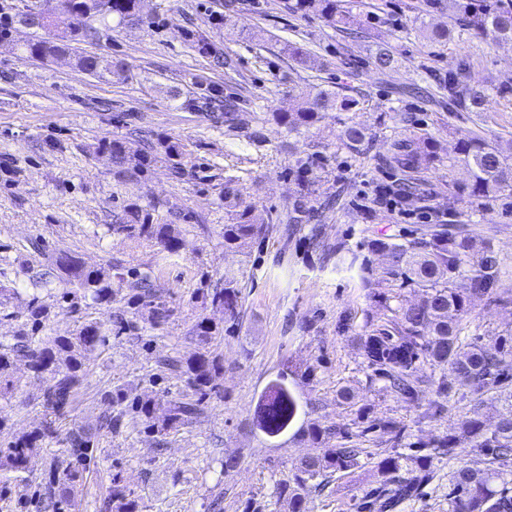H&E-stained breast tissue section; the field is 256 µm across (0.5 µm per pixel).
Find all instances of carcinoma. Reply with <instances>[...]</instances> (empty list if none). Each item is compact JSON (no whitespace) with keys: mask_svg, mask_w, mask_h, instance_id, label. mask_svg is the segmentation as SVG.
Here are the masks:
<instances>
[{"mask_svg":"<svg viewBox=\"0 0 512 512\" xmlns=\"http://www.w3.org/2000/svg\"><path fill=\"white\" fill-rule=\"evenodd\" d=\"M141 0H21L15 16L23 24L37 30L54 29L51 37L35 36L24 45L26 57L52 60L72 56L76 65L97 76L112 73L118 63L103 54L79 55L76 45L87 40H99L112 26H144L147 18L141 14ZM438 0H422L416 6V21L426 34L431 46L448 42L451 29L428 25L426 18L437 7ZM453 27L469 30L492 41L512 42V0H450ZM289 10L304 14L311 10L343 29L353 23L352 7H344L337 0H295ZM397 62L394 54L379 47L371 56V64L385 71ZM440 90L448 96V103L459 112H473L476 116L486 111L490 96L512 94V79L499 81L491 88L469 84L462 70L450 71ZM297 109L293 112H275L273 117L288 136L304 137L310 129L340 112L341 128L334 147L351 157L365 154L371 141L368 129L355 119L359 101L332 89H321L315 94L299 91ZM103 149L112 153V160L122 170L126 150L118 140L106 141ZM320 157L315 151L306 159L297 161L288 174L295 177L302 189L315 182L314 161ZM391 163L397 168L420 173L448 165L461 167L468 180L455 185L456 194H448V202L455 195H465L476 204L496 200L505 192H512V153L498 141L486 135L470 133L456 143L455 151L443 158L437 151L434 137L426 130L399 140L393 145ZM235 199L233 208L224 215V250L240 251L264 231V225L254 219L252 204L238 199L234 180L224 182V199ZM132 219L128 224H112L110 229L130 235L157 240L168 252L178 251V242L168 234L167 227L153 223L152 214L138 207H130ZM370 251L386 259L383 276L374 281L367 261H362V280L379 302L392 313L388 324L364 337L362 349L384 387L407 400H414L421 392V380L414 376L415 363L423 358L445 368L449 377L441 379L436 394H448L456 387L483 396L486 393H504L512 374L502 368L504 359L512 356V336L502 337L492 345L474 338L461 339V324L470 311L471 299L485 296L495 288L500 274L499 263L490 243H484L482 256L474 257L473 238L463 233H451L444 228H429L412 238H382L368 244ZM59 268L73 281L75 291L66 299L70 308L80 310L77 297L91 299L96 304L110 301L112 277L98 269H89L67 252L57 259ZM420 295L417 302H409L403 291ZM211 304L222 308L224 322L236 324L241 313L239 280L224 276V287L206 293ZM219 333L217 325L204 318L196 325L195 339L201 351L185 362L168 363L171 370L186 377L194 398L178 399L160 408L150 400H139L135 410L148 423V429L163 437L177 427L190 422L199 414L200 405L219 393L218 380L223 366L220 359L206 350ZM105 342L100 326L89 323L73 336L40 337L22 334L0 341V397L12 387L9 370L19 358L25 359L29 372L35 377L50 375L42 396V406L53 418L39 428L0 448V470L10 472L17 480H24L27 464L33 452L55 438L56 418L70 404L76 390L84 381L82 358L88 351ZM297 414V403L288 390L285 376L274 380L257 405L256 423L269 437L288 430ZM366 430L380 432L382 442L392 448L405 445V431L394 421L371 423ZM308 435L319 445L316 452L305 457L294 467L291 477L281 482L280 496L288 501L289 512H307L312 493L323 490L336 473H346L357 465L362 448L338 441V433L313 426ZM467 443L471 451L490 457L492 466L476 471L466 465L458 467L450 479L448 497L452 512H512V471L504 470L512 460V394L508 407L492 426L481 419L479 410L463 421L456 434L420 442L419 450L409 456L404 465L401 456L388 454L378 461L382 484L372 493L368 507L388 512L405 500H410L436 478L433 460L460 457L461 445ZM66 457L51 466L50 481L62 489L72 485L79 476V467L91 458L95 442L84 432L76 431L67 439ZM107 508L113 512H138L131 493L113 479Z\"/></svg>","mask_w":512,"mask_h":512,"instance_id":"obj_1","label":"carcinoma"}]
</instances>
